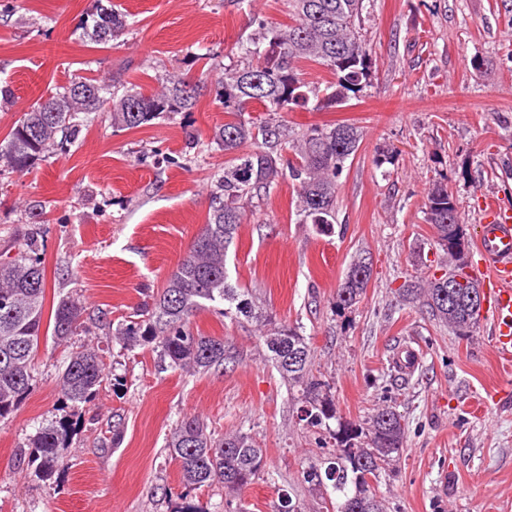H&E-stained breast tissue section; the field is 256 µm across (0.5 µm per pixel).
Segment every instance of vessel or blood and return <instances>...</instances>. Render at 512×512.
I'll return each mask as SVG.
<instances>
[{
	"mask_svg": "<svg viewBox=\"0 0 512 512\" xmlns=\"http://www.w3.org/2000/svg\"><path fill=\"white\" fill-rule=\"evenodd\" d=\"M478 259L474 275L488 285L486 318L491 323V344L497 357L512 362V210L493 198L483 202Z\"/></svg>",
	"mask_w": 512,
	"mask_h": 512,
	"instance_id": "1",
	"label": "vessel or blood"
}]
</instances>
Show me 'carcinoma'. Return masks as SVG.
<instances>
[{"label": "carcinoma", "instance_id": "obj_1", "mask_svg": "<svg viewBox=\"0 0 512 512\" xmlns=\"http://www.w3.org/2000/svg\"><path fill=\"white\" fill-rule=\"evenodd\" d=\"M286 5L291 24L271 27L253 15L254 32L241 46L247 62L224 69L216 100L228 120L214 127L212 140L227 160L210 194L206 224L161 293L121 324L118 340L130 347L153 346L170 368L204 373L231 362L232 355L224 339L190 328L195 312L213 307L226 317L259 324L270 360L288 390L296 391L299 420L334 447L330 457L303 472L304 481L316 489L332 488L336 512H385L372 481L403 450V415L380 405L362 423L337 417L329 383L313 373L312 346L301 327L274 323L256 305L252 290L231 283L226 271L228 249L244 223L245 203L285 174L295 181L298 223L313 225L321 235L332 233L338 182L361 145L362 132L353 124L313 125L290 141L282 122H257L247 115L254 104L275 114L343 107L369 84L370 52L361 34L365 0H286ZM128 28L127 15L112 0H94L78 24L80 38L97 44L119 38ZM301 61L327 68L332 80L324 86L305 80L297 66ZM197 98V85L183 73L166 74L150 94L122 91L109 79L78 76L16 120L0 142V176L29 171L50 156L68 153L83 121L95 112H109L112 127L129 130L168 114L192 112ZM285 144L293 153L287 160L281 152ZM28 214L30 226L16 254L0 253V420L12 415L32 390L33 359L45 335L41 225L47 220L39 204H30ZM426 215L438 248L455 261V268L467 267L468 241L447 183L438 181L430 188ZM371 274L368 258L354 259L336 292L335 308L356 305ZM465 278L467 286L450 290L446 279L416 276L399 288L398 296L403 302L423 303L434 319L467 336L480 320V310L473 309L469 298L480 283L471 275ZM82 325L79 301L59 300L52 312V337L65 342ZM109 379L116 390L124 386L123 377L106 374L100 353L73 351L61 374L64 399L73 407L89 403ZM68 434L62 422L30 440L27 465L41 478L64 468L60 448ZM168 448L187 488L221 484L233 496L262 471L263 450L251 435L218 436L196 417L177 423Z\"/></svg>", "mask_w": 512, "mask_h": 512}]
</instances>
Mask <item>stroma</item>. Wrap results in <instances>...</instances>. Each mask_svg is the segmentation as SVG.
Wrapping results in <instances>:
<instances>
[{"mask_svg":"<svg viewBox=\"0 0 512 512\" xmlns=\"http://www.w3.org/2000/svg\"><path fill=\"white\" fill-rule=\"evenodd\" d=\"M114 2L131 26L105 45L76 33L91 0H13L14 11L0 18V81L15 95L13 107L0 109V139L24 110L78 75L146 93L179 71L201 86L190 115L118 130L102 112L89 117L69 154L0 178V252L15 250L26 206L42 202L47 303L69 296L87 317L104 311L110 320L41 345L31 393L0 421V512H180L188 502L207 512H277L285 496L298 512H329V493L302 473L330 451L299 425L298 404L255 323L197 312L192 329L224 338L237 356L204 374L161 368L152 347L114 339L205 224L226 160L211 140L226 118L215 84L250 35L252 14L288 24L284 0ZM362 35L371 49L368 86L346 107L283 115L293 137L315 124L363 131L339 182L333 233L298 223L293 183L280 178L246 205L228 250L229 279L252 289L276 321L302 327L337 416L359 422L382 402L404 416V449L376 485L387 512H512V393L481 413L466 410L486 388L512 382L489 347V322L461 336L398 298L406 279L444 271L426 221L434 182H447L469 242L484 198L512 208V0H370ZM382 150L395 160L379 167ZM360 255L373 268L366 292L336 311V291ZM80 347L102 350L125 385L103 383L74 409L60 376ZM407 350L417 363L405 372L395 362ZM186 415L260 444L263 471L235 499L218 484L185 490L166 441ZM63 418L69 467L45 481L20 453L39 428Z\"/></svg>","mask_w":512,"mask_h":512,"instance_id":"35a3bbf8","label":"stroma"}]
</instances>
